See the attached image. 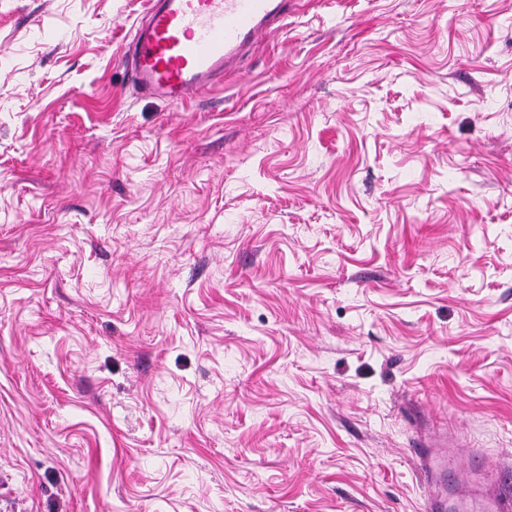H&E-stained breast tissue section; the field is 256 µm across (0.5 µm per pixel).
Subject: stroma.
I'll return each instance as SVG.
<instances>
[{
  "instance_id": "stroma-1",
  "label": "stroma",
  "mask_w": 512,
  "mask_h": 512,
  "mask_svg": "<svg viewBox=\"0 0 512 512\" xmlns=\"http://www.w3.org/2000/svg\"><path fill=\"white\" fill-rule=\"evenodd\" d=\"M147 0H0V512H423L512 470V0H289L185 106ZM454 440L448 435H424L412 442L427 473L431 491L426 499V512H447L469 500H477L482 507L462 512H511L512 488L504 480L480 482V476L470 470H459L445 483L443 469L448 467Z\"/></svg>"
}]
</instances>
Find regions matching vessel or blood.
I'll list each match as a JSON object with an SVG mask.
<instances>
[{
  "label": "vessel or blood",
  "mask_w": 512,
  "mask_h": 512,
  "mask_svg": "<svg viewBox=\"0 0 512 512\" xmlns=\"http://www.w3.org/2000/svg\"><path fill=\"white\" fill-rule=\"evenodd\" d=\"M287 11L288 0H150L124 50L131 82L176 106L195 101L222 86ZM412 445L431 485L426 512H453L470 500L479 503L475 512H512L511 483L484 482L467 469L444 480L453 439L424 435Z\"/></svg>",
  "instance_id": "1"
}]
</instances>
